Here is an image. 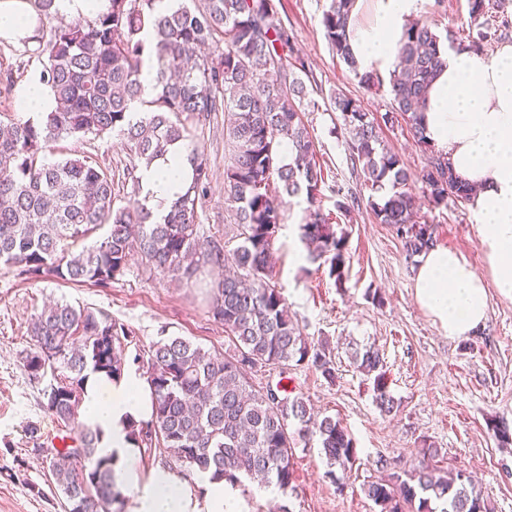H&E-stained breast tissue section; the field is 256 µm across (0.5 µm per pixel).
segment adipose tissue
Returning <instances> with one entry per match:
<instances>
[{"instance_id":"ef3b65f1","label":"adipose tissue","mask_w":512,"mask_h":512,"mask_svg":"<svg viewBox=\"0 0 512 512\" xmlns=\"http://www.w3.org/2000/svg\"><path fill=\"white\" fill-rule=\"evenodd\" d=\"M417 11L418 0H375L370 23L350 22L347 40L359 73L390 71ZM39 29L34 0H0V40L32 45ZM444 58L423 124L455 176L477 189L469 206L489 274L479 275L464 255L437 246L421 256L414 296L449 337L462 338L483 326L489 288L512 299V44L481 52L449 48ZM187 154L175 147L165 162L144 171L141 196L154 213H163L188 186ZM84 408L86 423L100 436L98 457L109 459L118 486L133 492L128 512H241L228 481L206 473L187 482L160 470L145 476L134 467L138 449L128 425L151 413L150 390L136 372L117 380L88 374Z\"/></svg>"}]
</instances>
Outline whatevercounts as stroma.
Returning a JSON list of instances; mask_svg holds the SVG:
<instances>
[{
	"label": "stroma",
	"mask_w": 512,
	"mask_h": 512,
	"mask_svg": "<svg viewBox=\"0 0 512 512\" xmlns=\"http://www.w3.org/2000/svg\"><path fill=\"white\" fill-rule=\"evenodd\" d=\"M329 0H278L279 16L292 35L296 53L309 63L321 92L318 110L306 111L304 122L315 142V160L324 171V211L335 209L337 193L355 195L357 206L340 217L349 232L350 264L344 286H336L327 267L302 265L297 256L299 205H292L274 242L276 279L288 310L304 335L328 341L336 360V379L326 381L304 366H267L251 372L254 386L276 389L279 396L300 395L319 416H330L348 428L356 441V461L345 487L326 475L317 442L297 445L295 480L290 491L273 499L256 497L253 488L239 491L247 512H377L362 492L364 482L380 477L379 458L398 459L399 469L419 459L423 445L438 448L432 459L440 472L465 470L494 512H512V447H499L490 424L512 425V300L489 293L487 319L475 335L448 337L421 310L414 298L417 263L406 259L400 239L377 223L368 200L369 188L355 178L345 130L330 97L343 93L360 100L370 116L391 107L388 88L367 90L358 76L332 51L322 27ZM419 19L438 33L461 35L469 23L467 0H422ZM40 58L23 47L0 43V122L22 124V87L40 75ZM198 139L208 159L211 184L201 202V237L232 224L224 201V115L215 113L198 126ZM119 132L101 139L59 140L55 159L85 155L115 174L118 205L127 204L131 187L118 177L123 159ZM418 214L430 224L438 245L465 255L485 273L479 236L468 204L430 202L414 184ZM66 301L108 313L132 331L126 352L128 367L141 371L138 354L167 336H180L217 356L234 346L215 322L207 293L198 278L177 280L150 270L132 257L126 273L102 288L91 283L66 284L52 278L26 279L0 269V512H64L62 498L49 478L45 454L36 437L59 433L57 421L43 407V391L52 375L31 379L22 356L33 347L30 326L50 302ZM374 346L386 365L389 389L400 407L386 416L374 402L373 383L354 368L352 348Z\"/></svg>",
	"instance_id": "1"
}]
</instances>
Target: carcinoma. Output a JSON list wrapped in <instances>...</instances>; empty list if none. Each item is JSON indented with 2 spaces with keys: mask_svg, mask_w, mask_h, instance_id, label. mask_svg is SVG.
Listing matches in <instances>:
<instances>
[{
  "mask_svg": "<svg viewBox=\"0 0 512 512\" xmlns=\"http://www.w3.org/2000/svg\"><path fill=\"white\" fill-rule=\"evenodd\" d=\"M111 2V10L94 19L61 21L41 32L36 53L55 108L35 121L0 126V268L103 288L125 274L135 255L163 276L189 279L204 266L232 268L211 286L209 308L234 342V354L218 357L180 336L155 342L141 359L152 412L149 420L129 424V437L149 451L174 449L188 472H209L233 484L242 476L260 478L283 491L293 482L294 448L315 437L326 476L342 489L345 477L336 470L347 473L356 453L347 428L329 416L315 417L304 397L277 401L247 377L258 367L293 363L329 382L336 378L328 343L303 335L274 280L273 244L286 218L284 194L306 203L300 225L306 260L329 266L339 287L350 260L347 230L323 211L324 175L303 121L306 108L318 106L303 80L308 63L295 53L273 0H178L164 11L157 10L158 0ZM356 3L330 0L322 17L326 39L354 72L347 29ZM468 15L466 48L473 51L512 26L503 0H468ZM444 48L423 21L405 29L389 73L393 103L378 120L346 94L330 98L350 132L353 172L381 194L370 202L376 221L393 228L410 260L436 239L431 225L414 219V174L381 134L401 120L418 145L429 144L421 110L428 85L445 63ZM146 53L157 67L149 93L139 79ZM135 105L144 112L136 121L130 118ZM213 112L224 113V201L239 227L238 244L224 251L200 243L198 204L211 179L188 126ZM116 129L125 140L123 173L135 196L141 192L138 171L165 158L178 142L192 146L191 183L164 216L139 201L116 206L111 174L85 156L47 160L46 152L61 138H101ZM284 148L286 163L279 160ZM420 181L435 204L466 202L471 195L447 157L434 150ZM105 226L98 243L74 250ZM30 333L35 350L22 357L23 368L36 380L54 373L43 407L75 433L73 445L52 453L48 464L65 512H125L126 497L112 468L93 461L99 438L82 421V406L87 373L115 380L126 370L128 330L100 309L56 302L35 316ZM351 359L373 380L379 410L396 412L399 403L378 349H357ZM363 492L378 512H492L465 473L448 479L424 463L369 481Z\"/></svg>",
  "mask_w": 512,
  "mask_h": 512,
  "instance_id": "cac0c4a2",
  "label": "carcinoma"
}]
</instances>
